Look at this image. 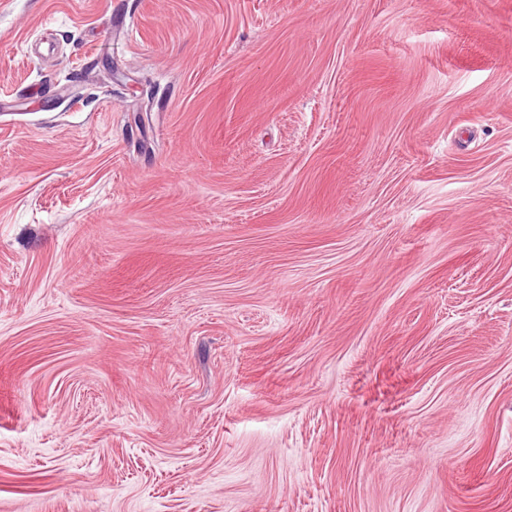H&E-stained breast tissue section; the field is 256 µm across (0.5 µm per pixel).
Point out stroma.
<instances>
[{"label":"stroma","instance_id":"1","mask_svg":"<svg viewBox=\"0 0 512 512\" xmlns=\"http://www.w3.org/2000/svg\"><path fill=\"white\" fill-rule=\"evenodd\" d=\"M0 512H512V0H0Z\"/></svg>","mask_w":512,"mask_h":512}]
</instances>
